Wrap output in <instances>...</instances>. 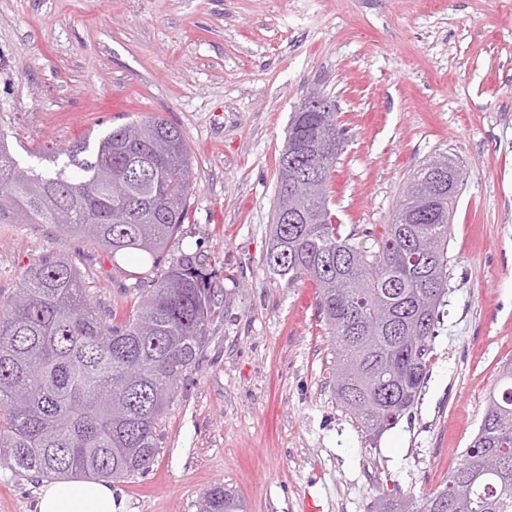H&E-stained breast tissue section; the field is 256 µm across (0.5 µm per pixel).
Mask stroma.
I'll list each match as a JSON object with an SVG mask.
<instances>
[{
  "instance_id": "obj_1",
  "label": "stroma",
  "mask_w": 512,
  "mask_h": 512,
  "mask_svg": "<svg viewBox=\"0 0 512 512\" xmlns=\"http://www.w3.org/2000/svg\"><path fill=\"white\" fill-rule=\"evenodd\" d=\"M314 89L346 130L344 233L380 237L433 156L465 170L427 381L374 442L327 384L312 282L263 264L288 121ZM153 114L184 131L194 173L160 265L196 257L221 314L154 464L114 484L122 512H196L217 484L246 512H371L440 489L512 362V0H0V130L21 164ZM48 254L128 315L134 266L49 224H0V300ZM39 484L1 466L0 512H34Z\"/></svg>"
}]
</instances>
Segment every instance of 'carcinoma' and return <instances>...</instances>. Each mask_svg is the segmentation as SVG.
I'll return each instance as SVG.
<instances>
[{
    "instance_id": "1",
    "label": "carcinoma",
    "mask_w": 512,
    "mask_h": 512,
    "mask_svg": "<svg viewBox=\"0 0 512 512\" xmlns=\"http://www.w3.org/2000/svg\"><path fill=\"white\" fill-rule=\"evenodd\" d=\"M295 112L277 162L267 270L312 281L334 345L332 392L365 436L396 425L420 398L427 341L448 288V234L437 212L458 196L409 206L412 224L385 225L375 246L334 222L328 187L336 150L314 144L322 129L344 134L336 104ZM43 170L20 165L0 129V224L25 214L113 255L158 256L190 219L193 167L182 129L152 115L46 156ZM300 201L299 224L279 217ZM136 299L117 318L95 305L76 267L54 255L26 268L0 307V464L54 478L76 471L120 479L145 473L169 394L202 351L219 315L214 289L190 258L137 277ZM487 401L465 459L442 488L421 497L384 494L375 512H512V363ZM198 512H243L230 490L203 493Z\"/></svg>"
}]
</instances>
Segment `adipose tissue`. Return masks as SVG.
<instances>
[{"instance_id": "ef3b65f1", "label": "adipose tissue", "mask_w": 512, "mask_h": 512, "mask_svg": "<svg viewBox=\"0 0 512 512\" xmlns=\"http://www.w3.org/2000/svg\"><path fill=\"white\" fill-rule=\"evenodd\" d=\"M35 512H118L110 483L96 479L43 481Z\"/></svg>"}]
</instances>
